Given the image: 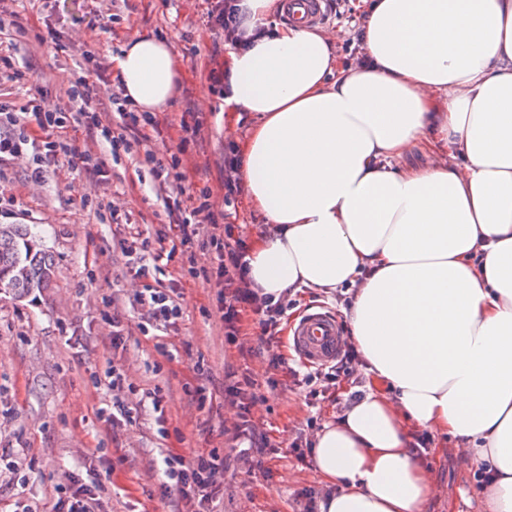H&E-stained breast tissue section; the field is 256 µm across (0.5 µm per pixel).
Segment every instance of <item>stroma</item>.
<instances>
[{
	"label": "stroma",
	"mask_w": 512,
	"mask_h": 512,
	"mask_svg": "<svg viewBox=\"0 0 512 512\" xmlns=\"http://www.w3.org/2000/svg\"><path fill=\"white\" fill-rule=\"evenodd\" d=\"M207 0H6L5 12H17L22 26H0V52L26 66L29 81L18 86L0 80V92L22 106L35 91L46 105L66 106L65 91L84 65L82 51L108 66L121 45L135 37L166 39L181 62L177 92L164 110L176 119L194 107L204 119L197 146L182 157L181 169L213 192L220 224H230L244 241L265 232L266 224L246 199L224 204V141L241 140L252 126L243 114L234 130H226L221 101L205 81L208 55L218 37L206 29ZM52 30L37 42L36 33ZM23 161L0 168V186L16 196L15 206L0 208V224H26L39 235L55 259L53 288L37 299L16 300L0 291V448L23 450L41 476L19 482L17 474L0 472V512H12L24 501L48 512L59 491L67 490L74 473L94 466L110 474L111 512H173L176 493H162L161 450L184 456L219 448L224 452V498L217 512H303L302 490L325 493L312 465L298 461L291 443L313 437L316 429L340 412L363 381L362 371L336 383H317L333 399L307 402V390L281 375L277 390L251 409L256 429L280 448L276 458L249 467L227 445L226 431L237 421L234 407L224 404L228 370L249 368L258 381L269 370L261 359L242 355L227 344L224 330L211 316L213 288L192 278L180 262L165 265L161 279L176 288L181 316L158 335L144 334L141 310L133 303L143 286L123 252L133 237L155 240L162 203L152 181H140L128 159L113 163L108 182L73 177L66 168L48 173L39 184L27 180ZM283 328L298 318L327 308L344 319L337 293L309 288L295 292ZM125 319L123 339L112 342L111 310ZM125 377L121 390L103 381L111 369ZM200 381L216 393L201 408L184 385ZM163 396V413L154 412L153 391ZM120 402L128 412L112 431L100 428L99 407ZM441 454L428 456L437 492L429 512H448L449 501L475 494L478 486L466 474L454 442Z\"/></svg>",
	"instance_id": "obj_1"
}]
</instances>
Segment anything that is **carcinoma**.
<instances>
[{"mask_svg":"<svg viewBox=\"0 0 512 512\" xmlns=\"http://www.w3.org/2000/svg\"><path fill=\"white\" fill-rule=\"evenodd\" d=\"M56 277L52 255L25 224H0V288L21 300L41 294Z\"/></svg>","mask_w":512,"mask_h":512,"instance_id":"obj_1","label":"carcinoma"}]
</instances>
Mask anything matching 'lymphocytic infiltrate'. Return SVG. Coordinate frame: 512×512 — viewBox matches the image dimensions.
Returning a JSON list of instances; mask_svg holds the SVG:
<instances>
[{
  "label": "lymphocytic infiltrate",
  "mask_w": 512,
  "mask_h": 512,
  "mask_svg": "<svg viewBox=\"0 0 512 512\" xmlns=\"http://www.w3.org/2000/svg\"><path fill=\"white\" fill-rule=\"evenodd\" d=\"M206 26L220 36L229 50L251 47L257 40L256 35L246 34L241 26L238 0H208ZM82 56L91 66L75 85L67 88L69 108L49 109L34 98L19 112L9 102L0 100V167L26 156L30 159L27 169L30 182H43L48 170L60 165L88 180L104 182L109 178L112 161L124 153L143 151L142 162L148 165L155 183L169 190L163 200L166 224L177 227L182 247L194 248L199 241L200 225L215 220L211 189L187 183L177 160L163 162L149 149L151 139L162 136V122L155 113L138 111L127 99L114 95L109 103L115 108L120 124L115 127L103 120L97 107L100 89L108 84L109 75L105 67L92 63L90 51H83ZM72 125L82 127L87 137L104 141L108 146L107 156L79 150L61 137V130ZM204 243L211 253V261L198 275L216 290L215 315L224 326L227 343L238 342L242 325L249 319L257 324L259 334L254 346L248 348V355L267 359L273 371L286 370L294 384L311 385L324 373L351 374L358 358L349 345L328 367L320 366L313 371L286 367L282 356L274 354L273 347L280 342V322L290 306L289 300L276 299L253 288L248 278L247 250L241 239L235 237L233 225H225L222 235L210 236ZM133 301L145 310L148 325L156 330L167 329L181 315L177 295L171 287L147 284L135 294ZM262 385L273 391L279 381L270 377ZM262 385L247 369L231 370L224 376V399L237 408L240 419L231 442L246 461L277 453L275 446L256 431L249 419ZM162 463V491H178L183 512H211L210 505L221 490L220 480L224 476L223 453L215 448L189 458L167 453ZM105 490L96 470H88L83 477L73 476L71 487L56 499L52 512H109L103 497Z\"/></svg>",
  "instance_id": "obj_1"
}]
</instances>
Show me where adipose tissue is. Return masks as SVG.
I'll return each mask as SVG.
<instances>
[{"label":"adipose tissue","mask_w":512,"mask_h":512,"mask_svg":"<svg viewBox=\"0 0 512 512\" xmlns=\"http://www.w3.org/2000/svg\"><path fill=\"white\" fill-rule=\"evenodd\" d=\"M240 9L263 32L224 62L225 111L255 119L242 179L269 227L249 276L275 296L356 289L367 390L314 435L319 512H427L420 430L491 471L470 512H512V0H369L359 68L315 27L270 26L281 0ZM112 62L139 110L174 96L169 42L138 37Z\"/></svg>","instance_id":"ef3b65f1"}]
</instances>
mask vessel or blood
I'll return each mask as SVG.
<instances>
[{"label": "vessel or blood", "instance_id": "obj_1", "mask_svg": "<svg viewBox=\"0 0 512 512\" xmlns=\"http://www.w3.org/2000/svg\"><path fill=\"white\" fill-rule=\"evenodd\" d=\"M292 340L298 356L310 365L331 362L342 348L338 321L330 313L321 310L303 317L294 329Z\"/></svg>", "mask_w": 512, "mask_h": 512}]
</instances>
